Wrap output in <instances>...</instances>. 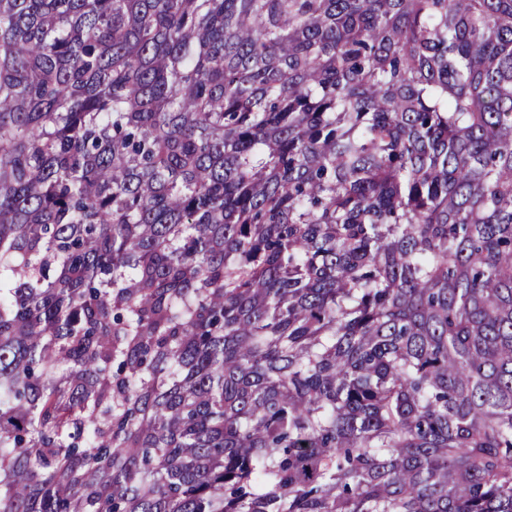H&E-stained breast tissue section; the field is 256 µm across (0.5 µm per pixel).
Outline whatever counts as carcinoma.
Instances as JSON below:
<instances>
[{
	"instance_id": "carcinoma-1",
	"label": "carcinoma",
	"mask_w": 512,
	"mask_h": 512,
	"mask_svg": "<svg viewBox=\"0 0 512 512\" xmlns=\"http://www.w3.org/2000/svg\"><path fill=\"white\" fill-rule=\"evenodd\" d=\"M0 512H512V0H0Z\"/></svg>"
}]
</instances>
